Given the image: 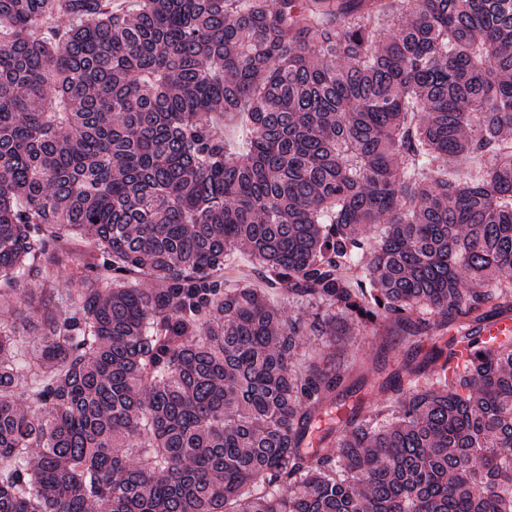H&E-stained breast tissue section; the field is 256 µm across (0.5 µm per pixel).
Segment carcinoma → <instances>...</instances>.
Here are the masks:
<instances>
[{"label": "carcinoma", "instance_id": "1", "mask_svg": "<svg viewBox=\"0 0 512 512\" xmlns=\"http://www.w3.org/2000/svg\"><path fill=\"white\" fill-rule=\"evenodd\" d=\"M2 305L0 512H512V0H0ZM385 323L394 405L313 441L302 337ZM255 271L248 253L238 249L224 266V282L227 287H234L241 282H248L253 288H265L264 283L252 276Z\"/></svg>", "mask_w": 512, "mask_h": 512}]
</instances>
